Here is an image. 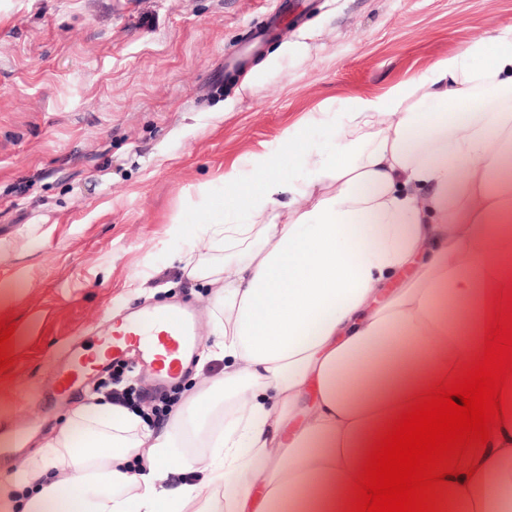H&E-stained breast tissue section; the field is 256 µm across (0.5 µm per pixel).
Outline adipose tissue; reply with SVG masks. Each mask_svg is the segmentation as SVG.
Returning <instances> with one entry per match:
<instances>
[{
	"mask_svg": "<svg viewBox=\"0 0 512 512\" xmlns=\"http://www.w3.org/2000/svg\"><path fill=\"white\" fill-rule=\"evenodd\" d=\"M310 127L287 168L232 164L207 250L175 256L217 306L221 376L160 435L79 408L0 484V512H348L385 423L482 352L512 282V24ZM467 464L441 512H512V418ZM170 469L196 478L166 487Z\"/></svg>",
	"mask_w": 512,
	"mask_h": 512,
	"instance_id": "ef3b65f1",
	"label": "adipose tissue"
}]
</instances>
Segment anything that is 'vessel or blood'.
<instances>
[{"label":"vessel or blood","mask_w":512,"mask_h":512,"mask_svg":"<svg viewBox=\"0 0 512 512\" xmlns=\"http://www.w3.org/2000/svg\"><path fill=\"white\" fill-rule=\"evenodd\" d=\"M97 343L99 351L94 355L88 354L86 343L68 346L44 390L48 401L70 398L95 374L119 363L149 372L157 389H164L178 379L183 356L196 351L201 338L188 311L175 307L157 313L142 307L128 319L105 321L98 331Z\"/></svg>","instance_id":"obj_1"}]
</instances>
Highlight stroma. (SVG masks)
Returning <instances> with one entry per match:
<instances>
[{
  "instance_id": "obj_1",
  "label": "stroma",
  "mask_w": 512,
  "mask_h": 512,
  "mask_svg": "<svg viewBox=\"0 0 512 512\" xmlns=\"http://www.w3.org/2000/svg\"><path fill=\"white\" fill-rule=\"evenodd\" d=\"M508 23L512 0H0V282L17 290L0 320L27 329L0 415L34 425L0 481L90 403L92 386L46 410L30 387L105 313L183 305L209 338V291L173 261L198 185L223 197L233 161L287 155L309 113L385 95Z\"/></svg>"
}]
</instances>
